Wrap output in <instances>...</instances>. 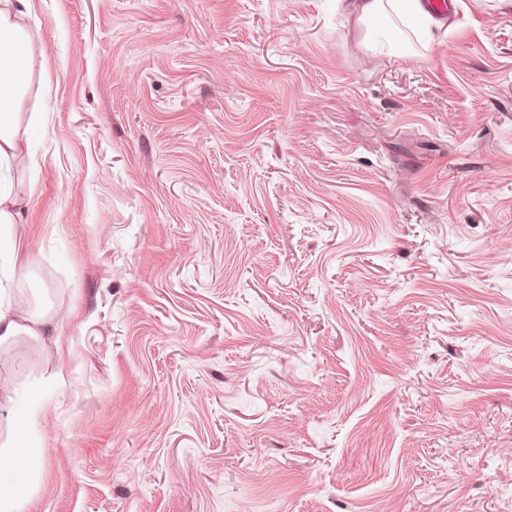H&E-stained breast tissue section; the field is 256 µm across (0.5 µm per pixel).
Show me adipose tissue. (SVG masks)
<instances>
[{
  "label": "adipose tissue",
  "mask_w": 512,
  "mask_h": 512,
  "mask_svg": "<svg viewBox=\"0 0 512 512\" xmlns=\"http://www.w3.org/2000/svg\"><path fill=\"white\" fill-rule=\"evenodd\" d=\"M344 9L357 25L373 30L375 23L401 21L420 40H432L434 17L424 0H342ZM36 13L35 0H0V165L26 154L28 143L19 103L32 88L33 54L25 22ZM22 201L0 175V282L23 273L31 264L30 255L13 233L23 218ZM61 336L62 328L44 315L18 318L0 290V345L20 335Z\"/></svg>",
  "instance_id": "1"
}]
</instances>
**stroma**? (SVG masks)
<instances>
[{
    "label": "stroma",
    "instance_id": "35a3bbf8",
    "mask_svg": "<svg viewBox=\"0 0 512 512\" xmlns=\"http://www.w3.org/2000/svg\"><path fill=\"white\" fill-rule=\"evenodd\" d=\"M457 3L399 59L337 0H42L28 512H512V6Z\"/></svg>",
    "mask_w": 512,
    "mask_h": 512
}]
</instances>
